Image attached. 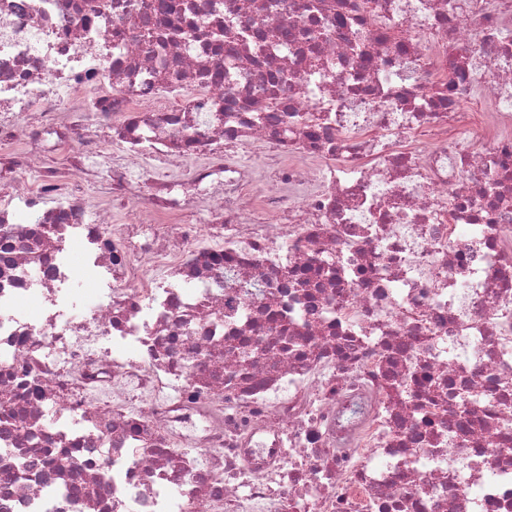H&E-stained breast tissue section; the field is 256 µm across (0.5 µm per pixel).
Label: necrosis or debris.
I'll return each instance as SVG.
<instances>
[{"label": "necrosis or debris", "instance_id": "obj_1", "mask_svg": "<svg viewBox=\"0 0 512 512\" xmlns=\"http://www.w3.org/2000/svg\"><path fill=\"white\" fill-rule=\"evenodd\" d=\"M2 185L0 512L512 505V0H0Z\"/></svg>", "mask_w": 512, "mask_h": 512}]
</instances>
